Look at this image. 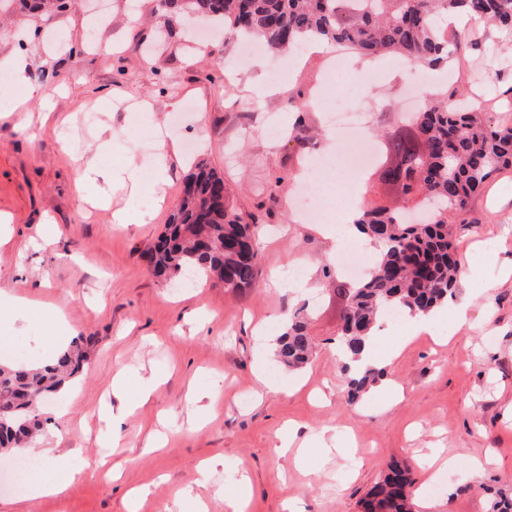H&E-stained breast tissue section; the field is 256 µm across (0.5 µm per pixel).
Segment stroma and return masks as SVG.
<instances>
[{
  "label": "stroma",
  "instance_id": "1",
  "mask_svg": "<svg viewBox=\"0 0 512 512\" xmlns=\"http://www.w3.org/2000/svg\"><path fill=\"white\" fill-rule=\"evenodd\" d=\"M93 0H67L59 11L33 0H0V56L20 54L38 88L0 110V316L11 315L16 347L31 360L79 336L92 337L76 383L47 400L60 410L51 431L70 455L74 480L59 497L11 502L0 475V512H126L131 489L143 488L139 512H182V493L193 490L207 512H227L225 494L237 474L252 486L248 512H362V501L394 460L440 448L456 464L433 476L439 482L433 512H491L500 496L512 497V171L493 177L471 204L472 223L460 231L464 264L452 299L440 310L436 335L410 336L384 325L378 346H406L389 366L397 392L376 389L348 403L345 379L331 344L346 301L328 286L323 267L341 249L329 226L344 218L350 199L387 205L397 189H369L368 176L327 182L317 201L322 223H300L291 211L302 169L335 150L323 112L309 107L302 127L272 137L270 118L294 119L292 101L312 98L323 78L325 56L265 53L241 57L231 36L189 34L160 0H109L107 14ZM467 48L453 75L428 72L432 92L481 90L512 105V41L492 28ZM118 43L102 57L97 45ZM371 89L341 75L336 96L366 107L373 128L405 130L399 111L414 72L397 57H376ZM179 145L169 156L164 196L153 189L156 128ZM93 153L101 168L135 166L134 190L111 191L100 177L79 180L73 148ZM222 173L227 203L260 238L257 287L225 289L208 280L181 288L151 271L147 252L164 231L184 179L196 163ZM149 213L147 224H116L114 210ZM303 269L296 287L272 286L280 271ZM318 294L309 332L311 363L281 373L282 391H266L256 376L264 348L274 346L288 313ZM469 321L457 322L460 307ZM124 374V391L112 379ZM164 382L150 402L136 407L139 384L151 374ZM223 383L215 407L189 410L190 386ZM113 409L136 411L113 436L95 411L102 399ZM168 437L163 450L143 453L150 429ZM293 430L294 448L274 445ZM328 445L319 447L316 434ZM304 457H297V449ZM488 460L474 472L471 459ZM203 459L221 465L198 476Z\"/></svg>",
  "mask_w": 512,
  "mask_h": 512
}]
</instances>
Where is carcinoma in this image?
Instances as JSON below:
<instances>
[{"mask_svg": "<svg viewBox=\"0 0 512 512\" xmlns=\"http://www.w3.org/2000/svg\"><path fill=\"white\" fill-rule=\"evenodd\" d=\"M174 16L200 15L224 31L252 37L272 52L297 49L310 39L343 41L364 56L393 54L411 67L433 69L451 61L461 38L473 41L458 16L512 32V0H166ZM458 89L430 96L408 126L414 132L394 136L385 145L382 178L402 184L401 200L363 207L354 225L381 247L367 276L355 284L336 280L346 299L338 337V364L347 397L356 401L382 376L368 368L354 374L349 363L360 358L377 318L390 309L429 315L448 304L461 274L450 225L468 224L473 198L496 174L512 169V122H492L477 106L462 108ZM185 189L165 232L147 260L160 276L189 272L224 287L256 286L261 275L260 241L251 225L224 205V175L200 164ZM309 312L288 314L277 336L275 354L289 370L304 368L312 357ZM79 337L46 363L0 364V407L13 419L0 425V453L22 450L43 430L41 400L60 395L82 370ZM411 470L398 462L372 486L364 512H414L406 488Z\"/></svg>", "mask_w": 512, "mask_h": 512, "instance_id": "obj_1", "label": "carcinoma"}]
</instances>
